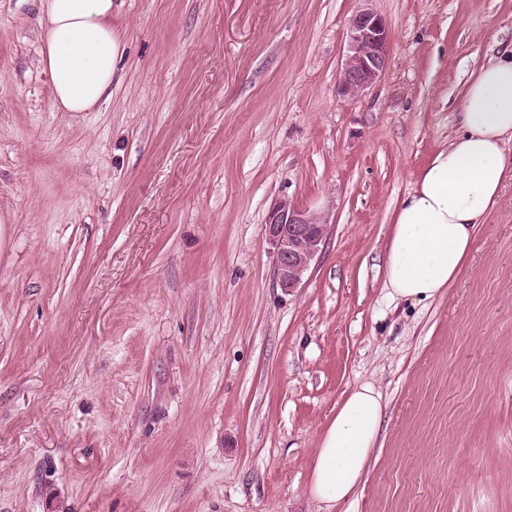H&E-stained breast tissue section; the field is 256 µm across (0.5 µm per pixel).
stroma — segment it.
Returning <instances> with one entry per match:
<instances>
[{
    "mask_svg": "<svg viewBox=\"0 0 512 512\" xmlns=\"http://www.w3.org/2000/svg\"><path fill=\"white\" fill-rule=\"evenodd\" d=\"M390 66L337 92L350 18ZM112 88L58 111L35 0H0V512H325L311 460L374 385L332 512H512V182L450 288L389 294L391 215L512 50V0H112ZM328 234L273 279L280 198ZM383 414L381 395L372 384L346 394L312 459L311 499L332 508L354 494L377 446Z\"/></svg>",
    "mask_w": 512,
    "mask_h": 512,
    "instance_id": "1",
    "label": "stroma"
}]
</instances>
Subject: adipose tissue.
Returning <instances> with one entry per match:
<instances>
[{
  "label": "adipose tissue",
  "instance_id": "adipose-tissue-1",
  "mask_svg": "<svg viewBox=\"0 0 512 512\" xmlns=\"http://www.w3.org/2000/svg\"><path fill=\"white\" fill-rule=\"evenodd\" d=\"M38 64L54 106L88 112L112 85L121 42L112 29V0H39ZM512 52L489 61L468 82L460 131L418 174L396 207L384 258L391 297L434 300L460 274L479 224L512 180ZM384 407L366 383L336 409L312 459L311 499L334 507L363 482L377 446Z\"/></svg>",
  "mask_w": 512,
  "mask_h": 512
}]
</instances>
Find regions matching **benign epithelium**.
I'll return each mask as SVG.
<instances>
[{
  "label": "benign epithelium",
  "mask_w": 512,
  "mask_h": 512,
  "mask_svg": "<svg viewBox=\"0 0 512 512\" xmlns=\"http://www.w3.org/2000/svg\"><path fill=\"white\" fill-rule=\"evenodd\" d=\"M390 56V35L385 20L369 9L356 13L346 34V54L339 80V94L349 100L362 95L385 73ZM266 237L273 249L276 284L291 292L303 281L322 252L326 236L325 218L300 209L282 198L270 211Z\"/></svg>",
  "instance_id": "7a95c632"
}]
</instances>
